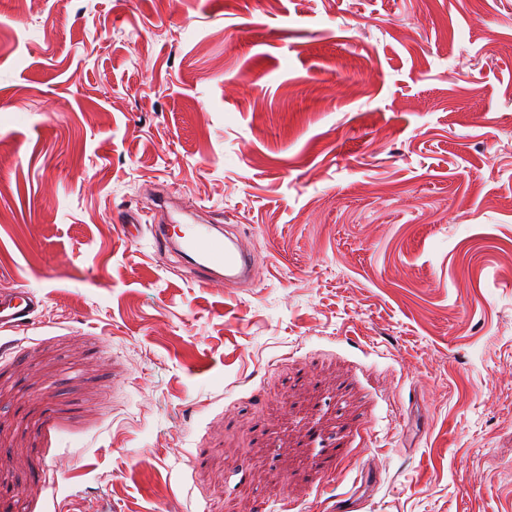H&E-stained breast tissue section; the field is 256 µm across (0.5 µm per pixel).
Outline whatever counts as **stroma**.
<instances>
[{"label":"stroma","mask_w":512,"mask_h":512,"mask_svg":"<svg viewBox=\"0 0 512 512\" xmlns=\"http://www.w3.org/2000/svg\"><path fill=\"white\" fill-rule=\"evenodd\" d=\"M1 288L0 512H512V0H0ZM150 230L157 243L174 246L192 263L201 283L236 288L241 278L251 274L250 250L236 243L228 245L212 233L209 224H190L182 234L168 224H152ZM40 303L27 288H3L0 291V331L28 326Z\"/></svg>","instance_id":"stroma-1"}]
</instances>
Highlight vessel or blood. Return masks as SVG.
<instances>
[{
	"label": "vessel or blood",
	"mask_w": 512,
	"mask_h": 512,
	"mask_svg": "<svg viewBox=\"0 0 512 512\" xmlns=\"http://www.w3.org/2000/svg\"><path fill=\"white\" fill-rule=\"evenodd\" d=\"M150 230L157 243L174 246L192 263L201 283L234 288L252 271L250 250L239 244L228 245L213 234L210 225H189L178 237L168 224H154ZM38 307L36 297L28 289H1L0 331L27 326Z\"/></svg>",
	"instance_id": "obj_1"
}]
</instances>
